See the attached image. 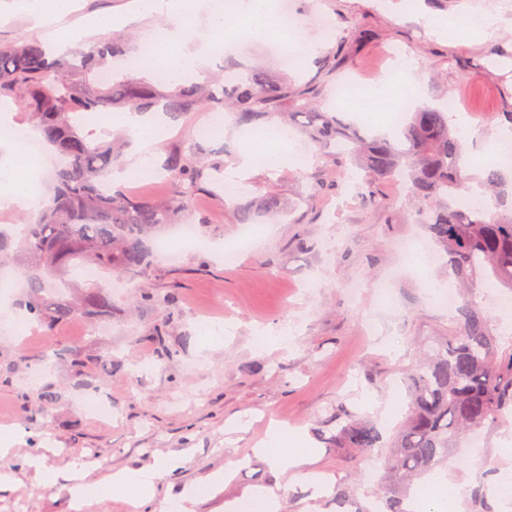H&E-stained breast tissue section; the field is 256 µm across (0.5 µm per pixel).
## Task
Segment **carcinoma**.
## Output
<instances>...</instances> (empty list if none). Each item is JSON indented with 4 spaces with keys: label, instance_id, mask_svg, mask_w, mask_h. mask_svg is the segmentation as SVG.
I'll use <instances>...</instances> for the list:
<instances>
[{
    "label": "carcinoma",
    "instance_id": "carcinoma-1",
    "mask_svg": "<svg viewBox=\"0 0 512 512\" xmlns=\"http://www.w3.org/2000/svg\"><path fill=\"white\" fill-rule=\"evenodd\" d=\"M134 41L104 35L76 51L58 54L38 40L0 43V98L22 103L26 119L67 159L54 175V187L20 235L0 228V264L15 256L30 262L25 284L27 314L46 330L82 312L108 316L112 297L89 295L80 310L43 295L48 280L78 265L122 277L142 287L150 241L176 223L190 196L203 189L224 162L209 160L189 137L155 167L177 188L170 198H148L107 176L123 164L129 137L97 140L83 132L79 115L114 108L145 112L159 108L179 121L198 110L225 111L240 125L273 119L288 111L291 127L315 144L338 167L351 164L367 175L361 196L386 180L408 185V206L417 216L443 265L461 289L448 337L433 339L404 374L408 404L404 420L388 442L378 426L343 404L330 415L327 444L354 455L377 448L388 453L372 503L361 501L345 483L334 487L336 512H409L408 489L425 472L448 462L452 448L470 432L512 417V339L504 340L481 289L495 281L512 294V173L489 166L479 176L487 206L465 203L471 176L463 147L450 126L449 103L412 112L393 137L370 139L345 125L336 113L312 103L307 86L293 89L261 68L220 80L168 84L160 75L101 79L109 59L121 56L129 67L145 53ZM284 214L278 196L267 193L235 206L237 224H256ZM489 469L470 490L477 512H496L488 497Z\"/></svg>",
    "mask_w": 512,
    "mask_h": 512
}]
</instances>
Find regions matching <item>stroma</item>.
Segmentation results:
<instances>
[{
    "mask_svg": "<svg viewBox=\"0 0 512 512\" xmlns=\"http://www.w3.org/2000/svg\"><path fill=\"white\" fill-rule=\"evenodd\" d=\"M400 0H290L293 17L302 21L301 38H319L320 58L284 69L279 35L245 39L235 48L241 67L260 63L290 83H310L316 100L339 113L363 133L374 127L354 112L341 95L360 85L372 92L393 76L391 101L435 103L448 97L454 111L476 120L477 134L465 140L471 175L494 164L489 150L512 112V0H419L424 14L450 18L462 26L457 37L441 38L401 16ZM501 14L496 29L475 33L465 26L475 9ZM329 18L330 33L321 20ZM405 49L415 66V83L394 75L393 47ZM302 166H279L250 174L241 183L243 198L274 193L294 205L295 223L263 222L248 244L239 242L234 204L220 184H208L191 203L192 224L206 245L182 247L177 258L151 254L145 281L155 298H135L133 289L114 288L112 312L99 331L98 320L76 314L52 330L0 326V425L15 424L42 433L46 463L65 466L78 458L93 463L96 475L137 468L168 453L185 451L182 466L164 474L151 505L165 512L171 497L196 487L195 512H228L251 500L255 491L286 485L281 512H328L324 498H309L305 486L290 485L255 451L270 421L298 429L316 448L303 467L331 483L351 482L359 498L376 488L381 453L350 463L342 448H329L319 436L340 403L391 431L405 407L402 377L413 363L416 344L447 335L451 312L436 302V286L447 283L436 264L415 266L398 251L404 241L425 236L404 207L406 191L394 181L375 187L364 202L344 188L340 169L324 167L323 191L310 201ZM390 283L391 302L380 296ZM177 304L167 327L172 359L157 361L152 336L161 319L162 299ZM235 323L233 336L212 343L203 334L204 317ZM286 329L287 346L257 350V331ZM112 357L111 377L102 360ZM44 369L37 385L30 373ZM52 403H43L40 390ZM100 399L106 415L78 408L86 397ZM380 409L367 405V398ZM11 470V485L0 488V512H72L69 496L58 485H37L32 471L0 460ZM227 472L224 483L208 476ZM476 466L468 448H460L447 468L429 474L434 512H473L470 497L452 499L449 488L470 486Z\"/></svg>",
    "mask_w": 512,
    "mask_h": 512,
    "instance_id": "obj_1",
    "label": "stroma"
}]
</instances>
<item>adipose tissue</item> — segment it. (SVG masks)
Masks as SVG:
<instances>
[{"instance_id":"adipose-tissue-1","label":"adipose tissue","mask_w":512,"mask_h":512,"mask_svg":"<svg viewBox=\"0 0 512 512\" xmlns=\"http://www.w3.org/2000/svg\"><path fill=\"white\" fill-rule=\"evenodd\" d=\"M71 7L72 0H0V23H8L20 15L31 30L38 31L52 19L67 14ZM10 123V114L0 115V145L8 148L7 158L0 164V209L30 208L36 203L32 181L43 168V157L28 150L26 139L15 136ZM101 124L125 127L133 140L127 163L121 170L113 172V182L120 184L138 177L151 161L161 139L160 118L149 112L119 110L104 116ZM268 128L272 132L268 144L251 140L244 143L236 164L237 173L247 174L299 161L300 150L289 144L287 136L281 135L279 122L270 121ZM259 453L273 466L285 471L308 462L315 451L306 446L300 432L291 430L287 424L274 422ZM183 460V453L173 452L153 464L122 469L98 480L93 478L90 465L84 462H72L62 470L48 467L46 457L38 447L29 450L22 464L33 470L36 479L43 484L64 483L72 512H92L103 499V489L108 487L126 492L127 500L136 512H148L163 473L178 467Z\"/></svg>"}]
</instances>
